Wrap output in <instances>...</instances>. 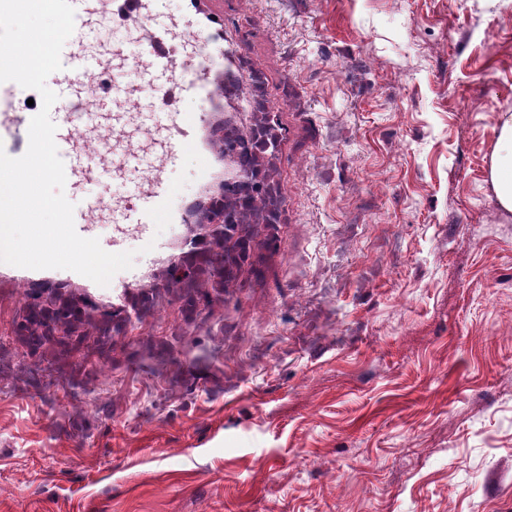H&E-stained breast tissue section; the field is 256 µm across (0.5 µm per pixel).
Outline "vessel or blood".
Instances as JSON below:
<instances>
[{
  "label": "vessel or blood",
  "mask_w": 512,
  "mask_h": 512,
  "mask_svg": "<svg viewBox=\"0 0 512 512\" xmlns=\"http://www.w3.org/2000/svg\"><path fill=\"white\" fill-rule=\"evenodd\" d=\"M75 9V27L61 52L63 68L47 79L58 99L50 117L56 124L55 142L65 166L67 181L76 192L74 224L77 233L90 237L91 225L102 210L101 201L83 191L96 175L127 167L134 157L129 145L117 139L115 132L127 124L130 111L147 114L148 131L161 136V155L149 174L132 191L113 199L112 221L137 225L147 232L150 225L179 223L184 202L179 190L166 177L184 150L197 146L201 179L212 175L214 144H201L200 133L207 126L211 109L223 94L220 66L224 52V14L213 9L209 0H187L188 13L201 16V23L182 32L178 21L159 24L156 0H71ZM112 16L133 24L141 33L135 57L120 51L90 50L96 24L103 16ZM192 52H184V43ZM136 73L137 83L114 79L115 65ZM37 91L14 82L0 83V148L8 156L25 154L29 145L31 118L39 112ZM109 100L117 109L103 113L98 109ZM199 104L196 112H183L179 101Z\"/></svg>",
  "instance_id": "b4317fda"
}]
</instances>
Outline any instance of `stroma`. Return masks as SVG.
I'll list each match as a JSON object with an SVG mask.
<instances>
[{
	"mask_svg": "<svg viewBox=\"0 0 512 512\" xmlns=\"http://www.w3.org/2000/svg\"><path fill=\"white\" fill-rule=\"evenodd\" d=\"M277 148L276 221L93 224L133 252L112 331L31 349L0 263V512H512V214L489 181L512 113V0H215ZM139 163L88 183L111 202Z\"/></svg>",
	"mask_w": 512,
	"mask_h": 512,
	"instance_id": "35a3bbf8",
	"label": "stroma"
}]
</instances>
